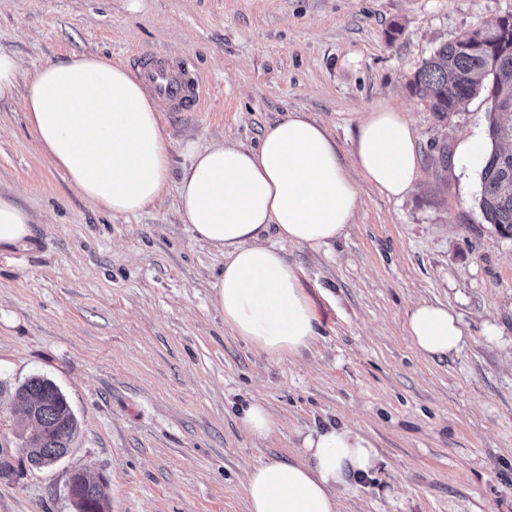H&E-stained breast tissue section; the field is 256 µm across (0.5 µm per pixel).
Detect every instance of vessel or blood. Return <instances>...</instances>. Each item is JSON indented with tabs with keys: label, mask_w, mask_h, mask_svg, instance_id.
Returning a JSON list of instances; mask_svg holds the SVG:
<instances>
[{
	"label": "vessel or blood",
	"mask_w": 512,
	"mask_h": 512,
	"mask_svg": "<svg viewBox=\"0 0 512 512\" xmlns=\"http://www.w3.org/2000/svg\"><path fill=\"white\" fill-rule=\"evenodd\" d=\"M137 76L171 112H199L207 103L205 85L183 61L161 53L146 55Z\"/></svg>",
	"instance_id": "obj_1"
}]
</instances>
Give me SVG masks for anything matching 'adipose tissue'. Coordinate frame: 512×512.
Wrapping results in <instances>:
<instances>
[{
    "mask_svg": "<svg viewBox=\"0 0 512 512\" xmlns=\"http://www.w3.org/2000/svg\"><path fill=\"white\" fill-rule=\"evenodd\" d=\"M21 66L0 51V100L21 97L42 151L78 193L115 217L138 215L170 181V143L160 105L124 66L105 57L72 56L20 82ZM177 185V213L196 243L223 257L216 305L236 336L280 360L311 348L318 318L286 241L330 252L360 208V182L401 198L420 168L416 132L405 112L380 102L357 126L352 164L326 127L300 112L269 124L257 146L227 139L190 141ZM275 242H268L267 233ZM32 218L0 196V249L25 248ZM405 328L426 358L459 352L464 331L441 303L422 301ZM296 457L253 466L244 485L246 512H340V496L371 477L375 443L344 423L300 436Z\"/></svg>",
    "mask_w": 512,
    "mask_h": 512,
    "instance_id": "obj_1",
    "label": "adipose tissue"
}]
</instances>
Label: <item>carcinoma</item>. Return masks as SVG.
Wrapping results in <instances>:
<instances>
[{"instance_id":"obj_1","label":"carcinoma","mask_w":512,"mask_h":512,"mask_svg":"<svg viewBox=\"0 0 512 512\" xmlns=\"http://www.w3.org/2000/svg\"><path fill=\"white\" fill-rule=\"evenodd\" d=\"M480 49H471L461 38L446 43L418 68L410 82L413 93L427 98L431 111L447 112L488 90L491 109L488 136L491 150L481 170L480 208L488 223L503 236H512V21L489 24L470 31ZM38 400V419L44 431L22 439L32 449L34 460L49 466L61 444L71 443L79 421L66 396L51 380L32 376L16 387L11 413L28 414ZM70 484L82 494L78 512H106L110 501L108 484L88 491L75 478Z\"/></svg>"}]
</instances>
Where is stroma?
Segmentation results:
<instances>
[{
    "label": "stroma",
    "instance_id": "obj_1",
    "mask_svg": "<svg viewBox=\"0 0 512 512\" xmlns=\"http://www.w3.org/2000/svg\"><path fill=\"white\" fill-rule=\"evenodd\" d=\"M512 14V0H0V50L22 77L75 55L128 65L186 58L210 98L162 112L172 175L182 145L233 135L257 145L291 112L327 126L352 156L361 112H407L420 170L389 198L361 184L331 253L284 252L320 335L277 362L234 336L214 303L223 267L177 214V189L128 219L91 207L39 149L19 101L0 102V193L33 217L36 245L0 250V445L28 377L52 380L79 420L57 464L0 483V512H75L71 474L105 479L110 512H246L248 467L298 452V434L344 422L381 454L340 512H512V238L479 207L480 172L442 160L486 137V95L435 113L414 72L442 44ZM448 305L463 349L427 360L404 329L418 301ZM263 403L264 443L236 421Z\"/></svg>",
    "mask_w": 512,
    "mask_h": 512
}]
</instances>
